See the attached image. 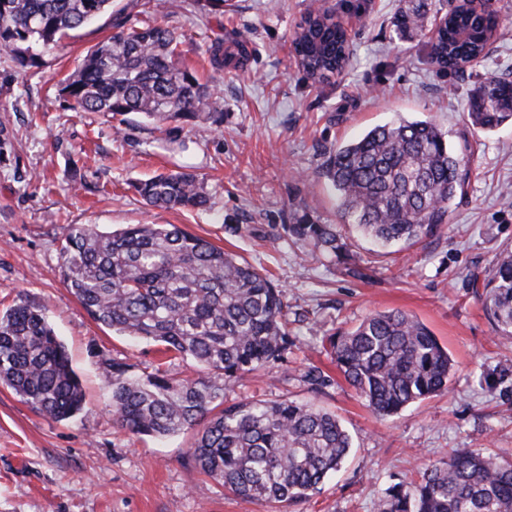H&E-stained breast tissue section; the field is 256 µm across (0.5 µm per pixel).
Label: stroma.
<instances>
[{
    "label": "stroma",
    "instance_id": "obj_1",
    "mask_svg": "<svg viewBox=\"0 0 512 512\" xmlns=\"http://www.w3.org/2000/svg\"><path fill=\"white\" fill-rule=\"evenodd\" d=\"M164 3L158 23L183 33L184 64L222 98L224 123L203 136L176 140L135 113L118 134L115 119L66 110L58 84L112 34L109 18L70 32L30 69L0 50V125L12 143L0 159V312L21 297L44 308L86 394L80 413L57 421L0 384V512H275L201 474L189 458L192 433L153 438L114 421L111 362L137 373L162 362L174 378L196 376L198 367L165 360L157 344L116 335L88 315L61 276L72 224L104 233L176 224L264 269L282 289L299 344L227 399L314 402L340 417L353 443L344 469L291 512H376L386 488L455 448L512 460V338L497 334L472 288L499 251L512 249V123L484 132L467 120L474 87L512 80V0H494L501 35L480 66L462 73L431 64L427 31L397 27V15L417 0H226L220 10L209 0ZM313 6L357 20L349 67L322 83L305 77L291 49ZM234 31L250 43L246 67L212 70L205 49ZM399 116L434 122L453 148L470 153L471 170L440 233L381 248L341 224L336 195L316 171L325 149ZM75 167L84 188L71 186ZM171 170L204 181L209 209L151 208L131 188ZM296 211L339 225L361 277L281 238ZM392 309L423 321L454 370L448 391L382 420L336 376L321 341ZM313 366L331 376L318 391L305 380ZM493 370L506 371L507 381L487 386L482 374Z\"/></svg>",
    "mask_w": 512,
    "mask_h": 512
}]
</instances>
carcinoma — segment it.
Returning <instances> with one entry per match:
<instances>
[{"label":"carcinoma","mask_w":512,"mask_h":512,"mask_svg":"<svg viewBox=\"0 0 512 512\" xmlns=\"http://www.w3.org/2000/svg\"><path fill=\"white\" fill-rule=\"evenodd\" d=\"M112 12V0H0V49L22 68L41 52ZM430 59L440 70L484 53L501 23L491 8L455 11ZM115 32L96 44L65 78L59 94L72 112L108 117L142 115L173 133L219 128L224 113L212 86L180 60L181 34L155 21L115 14ZM331 13L309 12L292 39L298 66L314 82L342 74L350 55ZM224 69V39L209 47ZM472 126L492 131L512 122V80L491 78L474 88ZM470 157L453 149L428 120L399 118L359 139L326 150L319 177L336 190L344 223L383 246L414 245L439 232L463 191ZM155 208L206 210L210 196L191 173H158L134 185ZM289 241L342 263L355 260L336 225L308 213L282 225ZM65 287L93 320L120 336L164 347L201 368L193 379L166 371L130 373L110 364L112 414L123 428L164 437L192 430L190 457L216 485L280 512L306 501L341 470L351 437L339 417L311 402L261 399L224 405L226 393L248 376L284 360L296 346L288 302L268 275L176 224H130L104 234L72 224L60 249ZM479 294L497 330L512 336V251L501 252ZM344 381L379 417L448 390L454 363L437 336L401 310L375 312L356 327L323 340ZM0 382L36 411L57 421L84 406L81 382L45 312L19 299L0 314ZM377 512H512V460L459 448L419 478L387 488Z\"/></svg>","instance_id":"cac0c4a2"}]
</instances>
